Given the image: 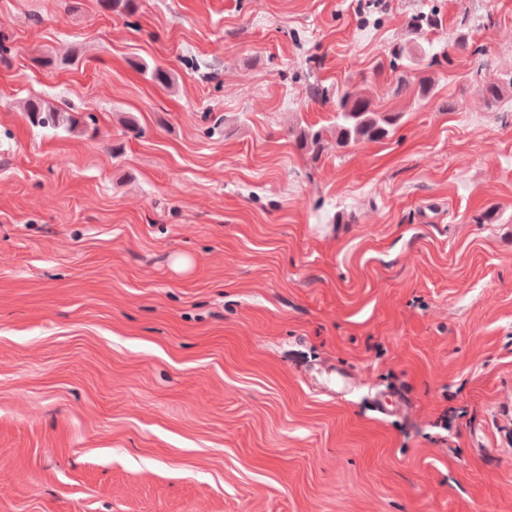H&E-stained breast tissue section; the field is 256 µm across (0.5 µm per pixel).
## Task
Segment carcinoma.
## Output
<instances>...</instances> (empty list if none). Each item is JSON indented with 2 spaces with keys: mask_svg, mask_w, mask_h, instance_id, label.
Returning a JSON list of instances; mask_svg holds the SVG:
<instances>
[{
  "mask_svg": "<svg viewBox=\"0 0 512 512\" xmlns=\"http://www.w3.org/2000/svg\"><path fill=\"white\" fill-rule=\"evenodd\" d=\"M104 9L122 15L132 16L138 8V0H101ZM140 70L147 73L149 78L158 84L169 86L172 84L171 73L161 67L150 68L140 66ZM414 87L415 94L420 98H427L433 94L434 85L423 77L416 85L400 75L397 79L396 92L401 93L409 87ZM23 110L27 113L31 123L39 126L69 127L76 124V119L68 111L50 107L37 97L25 100ZM400 115L397 113L377 112L371 100L358 91H346L336 99V148H345L349 145L363 141H379L389 137L399 123ZM302 146L320 155L325 149V140L322 129H309L301 133Z\"/></svg>",
  "mask_w": 512,
  "mask_h": 512,
  "instance_id": "1",
  "label": "carcinoma"
}]
</instances>
